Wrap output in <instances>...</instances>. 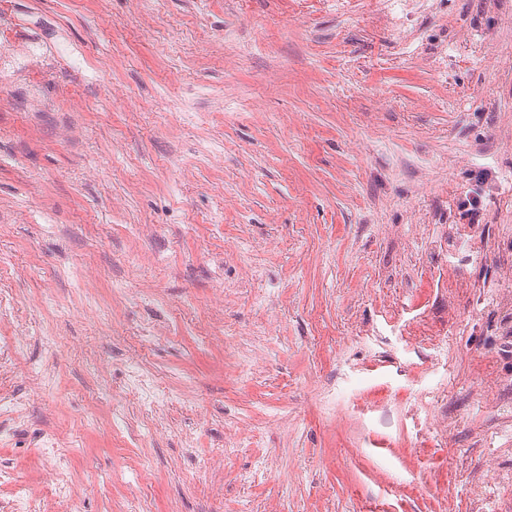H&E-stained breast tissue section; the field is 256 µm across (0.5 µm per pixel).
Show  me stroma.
Wrapping results in <instances>:
<instances>
[{
    "label": "stroma",
    "instance_id": "1",
    "mask_svg": "<svg viewBox=\"0 0 512 512\" xmlns=\"http://www.w3.org/2000/svg\"><path fill=\"white\" fill-rule=\"evenodd\" d=\"M0 10L68 48L0 102L18 484L52 430L85 512H512V0Z\"/></svg>",
    "mask_w": 512,
    "mask_h": 512
}]
</instances>
